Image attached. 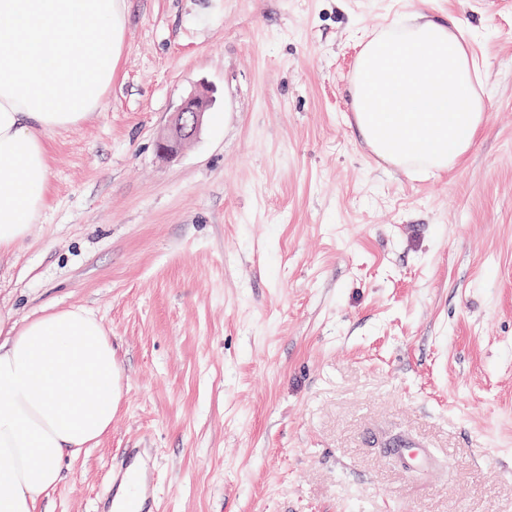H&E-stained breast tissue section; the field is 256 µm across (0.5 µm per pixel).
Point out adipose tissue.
Returning <instances> with one entry per match:
<instances>
[{
  "label": "adipose tissue",
  "mask_w": 512,
  "mask_h": 512,
  "mask_svg": "<svg viewBox=\"0 0 512 512\" xmlns=\"http://www.w3.org/2000/svg\"><path fill=\"white\" fill-rule=\"evenodd\" d=\"M124 26L123 0H0V254L46 206L48 134L99 110ZM478 78L453 20L408 16L360 44L355 128L394 166L447 172L483 121ZM122 380L111 338L86 311L21 326L0 316V512H38L60 460L109 432Z\"/></svg>",
  "instance_id": "adipose-tissue-1"
}]
</instances>
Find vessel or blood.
<instances>
[{"instance_id": "1", "label": "vessel or blood", "mask_w": 512, "mask_h": 512, "mask_svg": "<svg viewBox=\"0 0 512 512\" xmlns=\"http://www.w3.org/2000/svg\"><path fill=\"white\" fill-rule=\"evenodd\" d=\"M397 452L413 466L428 468L433 463L431 450L412 440L403 442ZM152 469L144 449H128L112 469V512H155Z\"/></svg>"}]
</instances>
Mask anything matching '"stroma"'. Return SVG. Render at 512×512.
Segmentation results:
<instances>
[{
    "label": "stroma",
    "mask_w": 512,
    "mask_h": 512,
    "mask_svg": "<svg viewBox=\"0 0 512 512\" xmlns=\"http://www.w3.org/2000/svg\"><path fill=\"white\" fill-rule=\"evenodd\" d=\"M112 86L50 135L47 205L0 312L80 308L123 370L112 428L40 512H94L126 448L159 512H512V4L125 0ZM454 15L485 111L448 174L363 143L364 37ZM213 99L176 157L156 142ZM436 453L430 476L391 443ZM212 99L203 93H190L172 112L163 136L158 142L159 151L172 158L178 155L182 147L197 138L204 125Z\"/></svg>",
    "instance_id": "obj_1"
}]
</instances>
